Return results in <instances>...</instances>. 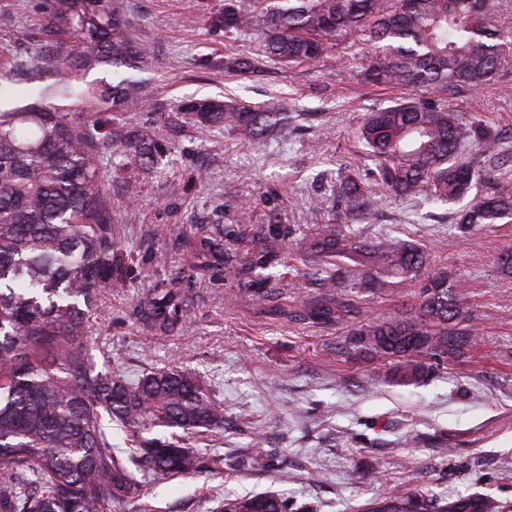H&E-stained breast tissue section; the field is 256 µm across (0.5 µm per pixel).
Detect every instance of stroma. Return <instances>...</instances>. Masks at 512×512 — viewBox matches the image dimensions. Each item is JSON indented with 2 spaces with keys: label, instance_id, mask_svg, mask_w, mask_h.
Listing matches in <instances>:
<instances>
[{
  "label": "stroma",
  "instance_id": "1",
  "mask_svg": "<svg viewBox=\"0 0 512 512\" xmlns=\"http://www.w3.org/2000/svg\"><path fill=\"white\" fill-rule=\"evenodd\" d=\"M146 54L138 68L82 73L138 82L145 108L108 113L111 127L151 132L152 162L113 159L108 172L116 234L111 288L89 313L88 346L109 344L111 368L199 373L224 404L223 428L187 444L209 463L193 476L149 479L109 512H216L228 495L275 492L317 512H361L382 494L422 490L436 498L492 492L512 500V274L498 257L512 252V224L458 233L456 204L427 206L377 189L364 237L387 233L420 245L430 268H445L465 288L480 317L477 346L448 358L413 385L393 382L394 358L349 343L347 330L298 317L299 300L318 292L324 264L310 249L332 212L317 209L337 172L373 166L357 129L369 112L409 91L362 82V60L335 59L288 69L265 63L250 74L225 72L224 60L253 46L224 34V0H118ZM51 0H0V108L54 83V56L69 47L46 33ZM39 56L32 75L17 62ZM229 97L260 105L288 99L287 126L245 143L229 128L179 125L184 101ZM465 122L495 138L512 177V74L454 99ZM298 227L283 261L260 271L265 299L256 306L247 282L224 277L223 263L200 267L199 240L210 225L246 218L265 228L274 216ZM174 288L180 320L150 325L156 290ZM415 282L348 288L360 318L402 316Z\"/></svg>",
  "mask_w": 512,
  "mask_h": 512
}]
</instances>
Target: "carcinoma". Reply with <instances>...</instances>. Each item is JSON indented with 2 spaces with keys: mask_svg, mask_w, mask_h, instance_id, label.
Returning <instances> with one entry per match:
<instances>
[{
  "mask_svg": "<svg viewBox=\"0 0 512 512\" xmlns=\"http://www.w3.org/2000/svg\"><path fill=\"white\" fill-rule=\"evenodd\" d=\"M508 0H257L246 12L224 0V34L258 43L250 59L228 57L240 75L270 60L293 67L347 55L344 44L370 47L361 75L377 86L419 93L370 113L359 138L375 160L372 177L349 170L336 178L328 204L334 223L316 246L333 259L320 297L304 302L300 318L349 325L351 341L397 358L394 377L414 384L451 356L478 342L474 310L448 270L427 269L425 251L385 238L364 239L353 228L377 209L371 182L397 198L460 202L480 185L479 199L452 219L463 231L512 221V179L493 168L499 145L476 141L464 155L471 128L449 102L479 90L512 58ZM49 30L75 39L52 66L58 79L34 90L28 103L0 111V512H107L141 481L174 479L202 469V452L182 436H154L157 427L201 434L224 424L223 405L206 395L200 376L156 369L135 378L98 371L85 335L88 308L112 285L115 238L106 156L121 131L104 130L100 115L140 107L134 84L100 79L83 86L79 72L134 66L144 49L114 0H53ZM177 120L199 127L228 126L242 140L260 141L288 120L281 101L252 106L208 99L183 106ZM286 224H270L258 250L224 261L230 277L252 275L280 260ZM247 229L213 225L200 240L202 267L245 241ZM367 268L362 283L388 277L417 280L415 303L403 317L360 323L339 289ZM154 328L179 320L174 290L150 302ZM66 345L63 362L47 353ZM129 448H112V424ZM367 512H512L493 493L445 501L421 492L385 497Z\"/></svg>",
  "mask_w": 512,
  "mask_h": 512,
  "instance_id": "carcinoma-1",
  "label": "carcinoma"
}]
</instances>
